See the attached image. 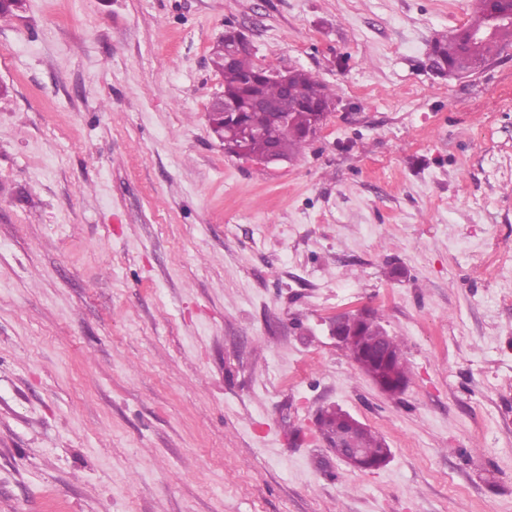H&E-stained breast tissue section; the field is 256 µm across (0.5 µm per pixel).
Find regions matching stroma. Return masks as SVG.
<instances>
[{"label":"stroma","mask_w":512,"mask_h":512,"mask_svg":"<svg viewBox=\"0 0 512 512\" xmlns=\"http://www.w3.org/2000/svg\"><path fill=\"white\" fill-rule=\"evenodd\" d=\"M473 0H26L0 19V512H512V47ZM335 88L264 166L208 112L227 26ZM381 315V393L328 334ZM382 436L357 470L315 425ZM501 1L502 0H475L477 3L474 15L466 25L454 30L449 35L435 39L432 48L433 54L439 61L446 65L448 72L461 74L459 71L454 70V67L464 52L466 38L471 32L482 28L485 17L492 9L508 10L509 5L507 3L502 4ZM500 23L501 20L497 18L496 14H493L487 20L485 27L473 35L474 43H479L477 46V54L486 64L493 59L494 56L500 55L512 45V19L510 21H504L501 25ZM495 30L496 32L492 36L485 38L491 35ZM483 38L485 39L482 40Z\"/></svg>","instance_id":"obj_1"}]
</instances>
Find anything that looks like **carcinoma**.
I'll list each match as a JSON object with an SVG mask.
<instances>
[{"label":"carcinoma","instance_id":"carcinoma-1","mask_svg":"<svg viewBox=\"0 0 512 512\" xmlns=\"http://www.w3.org/2000/svg\"><path fill=\"white\" fill-rule=\"evenodd\" d=\"M476 9L471 20L452 33L435 39L433 54L446 65L447 71H454L464 52L468 35L484 25L485 17L493 9H508L509 5L501 3V0H475ZM512 45V20L503 22L496 32L479 42L477 54L487 63L493 57L501 54ZM210 61L214 68L220 72L224 79V94L239 99L241 105H246L249 97V88L246 80L259 70V66L251 59L250 49L245 47L237 52L233 61L224 64V42L218 41L212 48ZM293 84L297 96L284 97L281 84L272 79L264 80L259 86V92L268 99L282 102L286 112V120L274 122L262 112H251L247 115L249 130H237L235 134L240 136L247 154L260 157L264 155L268 147L276 146L281 155L291 159L298 155L308 144L301 132L309 128L317 119V113L311 112L298 105V99L315 101L324 104H332L336 100V90L318 80L312 73L294 68L292 69ZM381 325V318L368 325H359L355 332L360 338L351 342L348 347L349 355H354L360 343L370 342L377 335V327ZM361 446L365 448V454L371 459L378 458L383 450L384 440L366 428L360 434Z\"/></svg>","mask_w":512,"mask_h":512}]
</instances>
